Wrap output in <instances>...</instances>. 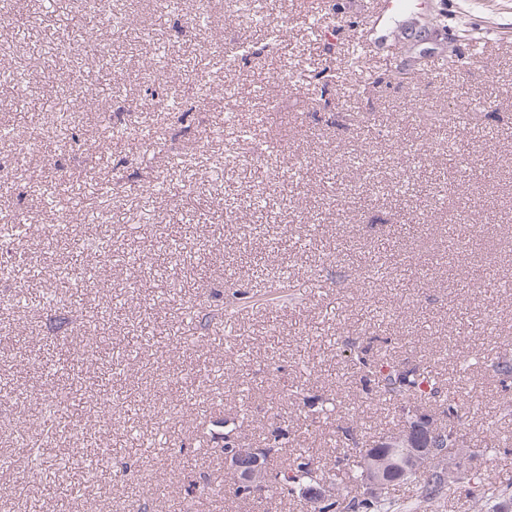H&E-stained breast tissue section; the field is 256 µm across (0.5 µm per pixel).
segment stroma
I'll return each mask as SVG.
<instances>
[{"mask_svg":"<svg viewBox=\"0 0 512 512\" xmlns=\"http://www.w3.org/2000/svg\"><path fill=\"white\" fill-rule=\"evenodd\" d=\"M105 2L127 27L117 39L101 32L112 78L91 103L78 87L95 56L79 42L65 61L55 52L83 0H12L19 21L0 27V42L29 73L25 104L0 85V124L15 126L13 138H0V164L13 170L0 211L23 218L25 253L52 266L77 249L100 269L52 312L43 306L50 280L30 279L20 265L13 281L0 282V330L10 335L0 343V451H9L17 419L39 428L9 401L16 386L33 402H58L60 422L40 481L0 469V512H15L20 500L27 512H130L137 500L149 512H175L193 480L211 492L192 512H254L232 492L222 452L229 422L251 409L246 435L261 448L269 423L282 421L286 451L308 448L333 465L335 423L320 434L305 429L321 399L362 406L374 435L392 412L363 391L345 360L347 342L372 335L473 393L476 412L463 431L470 465L507 485L512 416L500 407L512 388L470 360L475 349L488 360L512 353V288L497 285L512 275V0H391L373 30L376 0H276L275 49L252 33L236 0H185L180 16L161 12L157 0ZM201 11L208 25L186 29L184 16ZM485 30L495 43L474 47ZM240 39L251 54L226 60ZM186 72L208 91L200 109L190 106L196 92L185 88ZM229 81L238 101L228 124ZM465 95L463 124L456 102ZM165 101L178 103V114H167ZM53 105L69 114L67 130L49 123ZM106 115L149 126L152 143L116 141L93 154ZM215 123L223 140L207 135ZM401 126L414 134L399 153ZM265 141L300 157L303 175L264 154ZM455 142L479 166L446 197ZM156 178L184 194L145 192ZM57 181L80 200L107 182L116 190L105 223H74L70 249L49 251L46 237L60 219L44 190ZM261 182L266 199L255 208ZM489 193L495 206L481 210ZM464 224L482 229L483 245L453 268L448 239ZM145 237L153 241L147 258L126 267L122 255ZM173 237L181 243L175 257ZM282 278L295 297L289 306L276 288ZM19 288L26 305L17 309ZM106 297L111 309L98 311ZM228 304L236 310L229 320ZM50 361L58 365L51 379ZM76 376L78 403L67 396ZM103 396L141 411L106 427L95 407ZM492 433L499 445L485 447Z\"/></svg>","mask_w":512,"mask_h":512,"instance_id":"35a3bbf8","label":"stroma"}]
</instances>
